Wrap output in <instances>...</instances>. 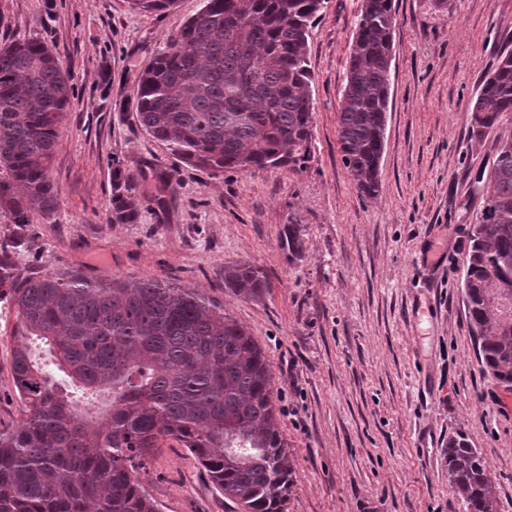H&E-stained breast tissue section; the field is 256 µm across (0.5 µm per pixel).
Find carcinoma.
I'll return each mask as SVG.
<instances>
[{"label": "carcinoma", "instance_id": "obj_1", "mask_svg": "<svg viewBox=\"0 0 512 512\" xmlns=\"http://www.w3.org/2000/svg\"><path fill=\"white\" fill-rule=\"evenodd\" d=\"M176 0H131L155 12ZM324 0H205L139 73L141 128L179 161L214 173L288 167L311 154L309 28ZM395 14L392 0H363L339 102L342 163L361 194L378 192ZM74 98L69 68L37 41L0 44V301L16 314L12 371L18 425L0 430V512H159L139 470L168 439L201 463L244 512H285L293 463L279 430L262 348L195 290L158 279L90 281L74 272L22 277L9 251L29 241L31 215L58 207L51 162ZM472 139L512 112V51L497 53L470 108ZM483 205L463 258L468 325L484 370L512 385V136L475 178ZM133 177L112 170L110 221L137 216ZM303 225H285L289 259L304 253ZM224 287L260 301L267 279L249 263L224 266ZM49 347L72 384L107 395L80 407L33 357ZM448 483L466 512H498L483 455L463 434L445 450Z\"/></svg>", "mask_w": 512, "mask_h": 512}]
</instances>
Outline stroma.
<instances>
[{
	"mask_svg": "<svg viewBox=\"0 0 512 512\" xmlns=\"http://www.w3.org/2000/svg\"><path fill=\"white\" fill-rule=\"evenodd\" d=\"M204 0L139 12L129 0H0V43L57 51L75 97L51 175L57 210L33 215L13 253L21 275L73 270L201 290L264 350L294 464L287 512H465L444 451L463 432L512 512V392L482 370L457 265L481 209L474 176L501 115L470 138L482 75L512 39V0H394L385 144L375 196L360 195L338 144L337 112L362 0H326L312 25L311 158L304 170L212 174L180 165L143 130L139 72ZM133 176L138 218L109 223L112 169ZM175 172L156 204V176ZM304 254L281 246L288 221ZM262 269V301L224 287L226 264ZM15 314L0 302V429L18 424ZM140 480L160 512H241L182 445L166 442ZM290 224H285L284 233L282 236L283 246L288 248V255L290 260L299 259L304 253V228L302 224H297L289 221Z\"/></svg>",
	"mask_w": 512,
	"mask_h": 512,
	"instance_id": "35a3bbf8",
	"label": "stroma"
}]
</instances>
